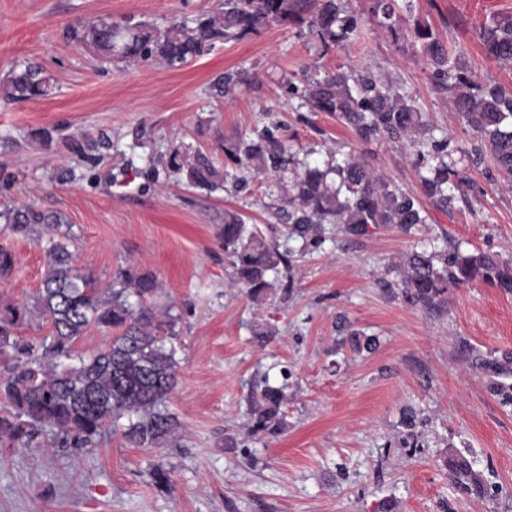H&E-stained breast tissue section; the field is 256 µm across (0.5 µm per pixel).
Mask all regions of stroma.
Instances as JSON below:
<instances>
[{
    "label": "stroma",
    "instance_id": "35a3bbf8",
    "mask_svg": "<svg viewBox=\"0 0 512 512\" xmlns=\"http://www.w3.org/2000/svg\"><path fill=\"white\" fill-rule=\"evenodd\" d=\"M218 4L0 0V76L35 61L56 84L44 99H0V206L62 213L81 274L102 288L118 269L135 267L160 282L159 305L184 312L168 402L178 447L135 448L111 433L80 455L0 448V512H381L389 501L393 512H512V405L473 366L479 356L512 354V296L476 282L427 310L393 286L402 257L442 235L512 258V184L487 166L460 165L473 186L467 200L430 210L409 234L354 238L329 228L319 250L294 260L288 298L254 305L231 281L219 229L234 209L280 252L299 248L286 232L277 174L244 171L209 193L164 171L150 175L151 161L185 144L220 165L219 140L268 129L309 161L355 154L394 186L420 193L409 144L362 141L335 116L282 93L284 79L338 67L392 81L417 101L434 137L467 148L474 135L419 50L373 25L323 57L299 30L275 26L176 70L103 65L63 36L77 21L109 16L162 27ZM413 5L414 18L466 47L474 79L512 86V63L487 59L476 36L490 16L512 14V0ZM229 71L242 82L222 97L215 85ZM39 128L52 130L51 147L31 138ZM47 245L43 230L21 236L0 224V249L14 261L0 276V301L36 292ZM353 330L378 337V348L354 353ZM265 377L288 385L287 429L274 438L246 426L252 386ZM452 451L489 480L487 494L456 487L445 466ZM151 461L170 469L173 492L154 486Z\"/></svg>",
    "mask_w": 512,
    "mask_h": 512
}]
</instances>
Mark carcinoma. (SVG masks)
I'll use <instances>...</instances> for the list:
<instances>
[{
    "label": "carcinoma",
    "instance_id": "1",
    "mask_svg": "<svg viewBox=\"0 0 512 512\" xmlns=\"http://www.w3.org/2000/svg\"><path fill=\"white\" fill-rule=\"evenodd\" d=\"M410 8L408 0L402 5L398 0H372L365 15L347 0H223L213 11L163 28L99 18L69 26L66 38L107 61L175 69L219 43L272 26L307 32L322 56L359 38L371 21L394 38L406 32L426 57L436 84L448 90L458 119L477 137V145L469 150L450 147L446 136L431 137L430 149L417 153L416 166L424 169L422 195L446 211L454 206L455 191L462 184L453 153L467 155L476 165L488 161L498 174L512 178V89L471 80L464 52H451L427 23L407 25L404 12ZM477 37L488 58L512 62V15L492 16ZM282 89L301 99L309 111L336 116L364 141L387 138L415 145V135L431 130L413 97L368 73L326 71L304 78L300 85L290 78ZM53 90L52 77L36 63L18 64L0 79V95L15 102L46 98ZM223 151L226 167L221 169L199 150L176 147L164 169L209 193L224 189L229 165L243 169L259 161L278 174L291 171L285 192L289 235L302 241V253L321 247L326 224H340L345 234L363 237L382 228L409 233L427 222L419 196L396 188L354 157H336L323 165L305 163L299 170L294 152L270 132L255 139H226ZM0 223L23 235L36 226L53 232L38 291L20 302H0V447L41 448L43 435L49 433L57 448H97L106 433L116 430L136 448H161L174 441L177 424L167 402L178 382L173 339L180 316L156 308L157 279L129 266L107 287L98 288L75 268L69 235L60 231V215L28 204L10 205L0 209ZM221 236L232 282L246 289L253 302L262 303L282 272L291 269L292 257L249 228L235 210L224 211ZM396 269V286L412 306L438 307L447 302L449 290L475 281L512 295V261L446 240L411 251ZM34 319L45 323L50 333L22 337L21 328ZM91 327L110 330L113 336L94 352L74 354L77 340ZM350 341L357 353H371L379 345L377 337L359 333ZM475 367L490 377L511 376L512 356L478 357ZM287 401L283 385L266 381L254 389L248 431L281 435ZM447 467L458 488L486 493V480L465 455H448ZM148 469L156 487L171 489L168 469L152 462Z\"/></svg>",
    "mask_w": 512,
    "mask_h": 512
}]
</instances>
